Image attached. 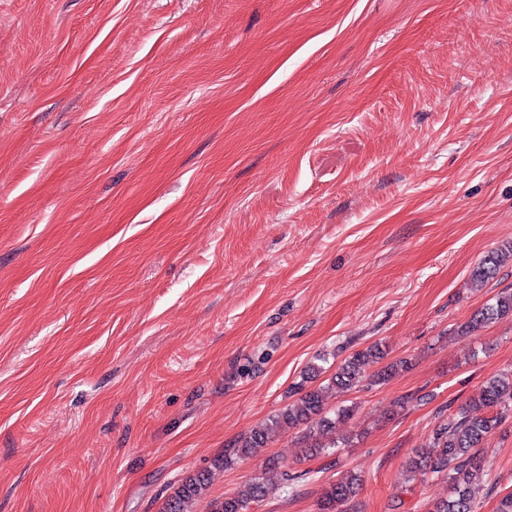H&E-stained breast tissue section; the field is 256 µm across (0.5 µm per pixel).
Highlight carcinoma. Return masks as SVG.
<instances>
[{
    "mask_svg": "<svg viewBox=\"0 0 512 512\" xmlns=\"http://www.w3.org/2000/svg\"><path fill=\"white\" fill-rule=\"evenodd\" d=\"M511 260L512 244L488 252L474 270L472 283L483 286ZM506 316H512V292L502 291L474 314L462 334H468L477 325ZM385 358L386 351L379 343L357 350L344 359L327 384L318 387L307 386V380L322 373V366L311 363L306 370V379L294 386L297 398L270 416L264 425L236 440L214 467L228 468L252 455L256 449L265 447L272 439L300 427L303 428V442L310 451L318 454L336 447V425L350 419L355 406H340L328 411V395L336 390L357 389L366 381L371 385L382 384L408 369L406 360L386 364ZM510 417L512 370L487 378L475 396L433 429L429 447L437 449V454H419L407 464V473L412 479L431 475L448 480V498L434 502L427 512H474L471 486L486 481L489 472L481 453L483 442ZM210 478V472L200 471L180 479L165 500L162 512H187L188 504L205 495ZM288 480V471L273 459L263 476L248 482L245 491L212 501L210 512H252V506L261 503L274 487L286 484ZM360 486L361 479L355 474L336 480L320 501V512H343L341 506L353 501Z\"/></svg>",
    "mask_w": 512,
    "mask_h": 512,
    "instance_id": "1",
    "label": "carcinoma"
}]
</instances>
